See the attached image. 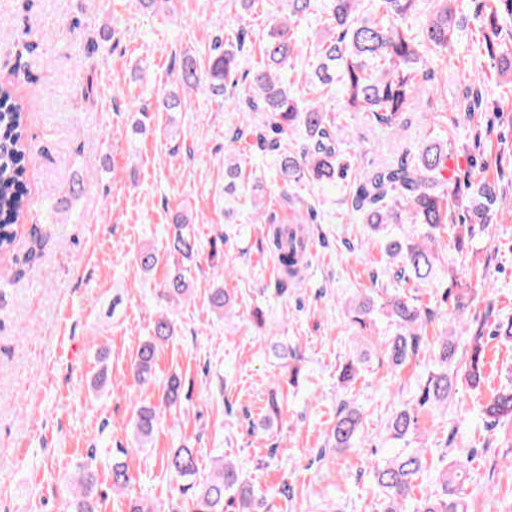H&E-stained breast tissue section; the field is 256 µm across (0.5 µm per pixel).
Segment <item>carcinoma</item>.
<instances>
[{
	"instance_id": "cac0c4a2",
	"label": "carcinoma",
	"mask_w": 512,
	"mask_h": 512,
	"mask_svg": "<svg viewBox=\"0 0 512 512\" xmlns=\"http://www.w3.org/2000/svg\"><path fill=\"white\" fill-rule=\"evenodd\" d=\"M325 0L318 15L321 34L313 44L315 62L296 76L293 62L298 51L297 27L316 12L314 0H281V16L272 19L265 36L259 39L258 66L242 75L243 92L236 91L239 58L244 42L227 39L215 44L208 67L203 69L191 56L182 59L178 86L186 90L202 86L216 97H224L242 113L266 114L263 128L244 126L235 131L229 148L250 136L276 154L274 180L282 192L309 184L331 188L340 182L351 185L346 205L358 224L367 225L379 235L383 249L394 266L398 282L426 283L438 276V244L447 226L454 223L453 209L461 196L460 186L448 178L450 140L437 138L407 149L398 161L362 166L343 149L347 136L341 122L342 112H361L370 123L393 134L406 124L405 114L415 101L421 78L430 64H448V52L460 39V2L431 0ZM512 20V0H491L481 18L482 47L493 61L496 74L512 83V45L501 40V22ZM342 92L343 109L329 106ZM483 104L481 82L476 81L462 98L450 104L452 110L474 113ZM159 106L166 112H179L187 106L184 96L174 89L163 94ZM28 113L12 87L0 85V253L15 250L22 220L30 205L28 177L31 146L26 139ZM301 133V140L288 137ZM467 214L472 224L453 236L454 248L462 251L475 228H484L497 219L512 201L499 192L496 184L479 180L467 185ZM257 204L261 186L250 182L246 167L226 156L224 195L239 194ZM270 228L258 242V248L271 253L277 265L274 288L278 294L300 277L307 263L309 231L294 219L278 224L269 219ZM412 224L410 234L395 228ZM194 225L181 213L167 225L166 255L168 272L162 283V295L174 300L190 292L185 262L199 252ZM135 261L143 272L153 271L161 261L158 251L140 249ZM433 306L421 305L418 298L394 292L381 302L359 297L346 309L349 327L360 331L374 321V314L385 316L395 331L382 341L392 367L399 368L417 357L423 345L426 326L454 312L462 319L468 308L469 289L460 278L450 274ZM210 308L227 313L236 304L235 290L216 288L208 296ZM459 327L470 333L466 341L451 332L438 339L435 368L418 385L415 398L395 410L388 421L390 439L409 443L418 428L423 410L448 405L466 385L480 389L485 380V346L482 327ZM175 337L174 320L166 313L154 319L151 333L143 340L131 364L135 385L155 382L160 347ZM367 354L350 356L343 364L340 379L354 383ZM191 387L177 373L160 384V406L142 405L134 418V433L139 445L148 442L160 419V408L180 407L190 397ZM481 416L493 426L512 421V385L496 390L482 406ZM363 413L354 403L345 401L331 424L325 448L328 452L359 448L363 444ZM425 448H400L373 469V477L382 495L381 512H406L417 481L427 468ZM79 468L73 477L76 493L68 512H96L93 495L97 486L95 456ZM471 453L450 459L437 476V489L417 503L414 512H467L463 496L468 481ZM169 473L179 479L177 491L186 512H258L254 485L242 469L218 456L208 474L200 476L198 450L186 439L169 449L165 459ZM112 490H125L134 476L122 462L112 461L108 470Z\"/></svg>"
}]
</instances>
